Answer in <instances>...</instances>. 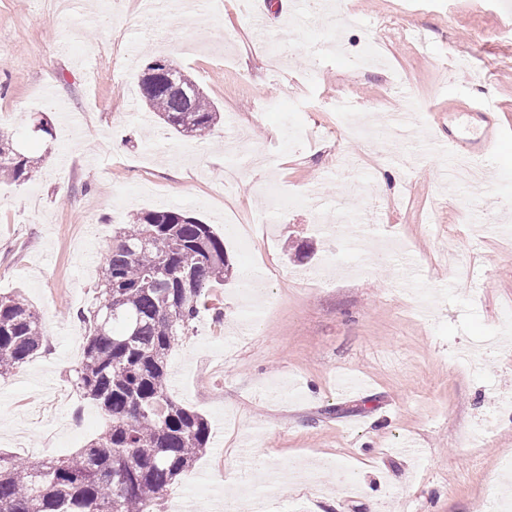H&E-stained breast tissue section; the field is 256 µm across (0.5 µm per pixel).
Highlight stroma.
<instances>
[{
    "instance_id": "stroma-1",
    "label": "stroma",
    "mask_w": 512,
    "mask_h": 512,
    "mask_svg": "<svg viewBox=\"0 0 512 512\" xmlns=\"http://www.w3.org/2000/svg\"><path fill=\"white\" fill-rule=\"evenodd\" d=\"M202 15L139 0H0V130L42 164L0 182V294H21L43 347L0 377V451L78 452L106 417L72 384L112 232L140 211L181 209L223 238L234 271L169 356L172 397L210 440L171 492L185 512H493L512 466V144L482 193L449 183L448 101L512 113L507 0H349L353 24L303 0H203ZM268 15L264 39L249 30ZM164 54L221 113L204 137L147 117L138 77ZM378 143L343 138L337 97ZM411 108L418 135L387 130ZM45 117L55 133L31 132ZM121 151H113V143ZM276 154L275 167L265 166ZM278 215L241 236L224 221ZM266 283L247 320L237 271ZM416 447L408 456L405 441ZM335 460L350 481L224 486L243 468Z\"/></svg>"
}]
</instances>
